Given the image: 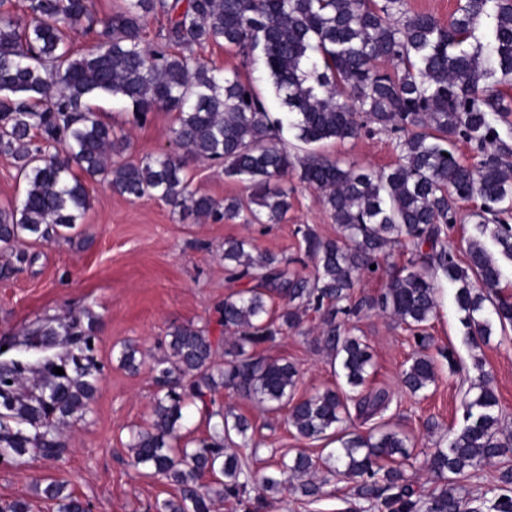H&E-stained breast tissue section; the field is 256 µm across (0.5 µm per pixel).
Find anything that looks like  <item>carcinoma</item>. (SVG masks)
Returning a JSON list of instances; mask_svg holds the SVG:
<instances>
[{
	"label": "carcinoma",
	"instance_id": "obj_1",
	"mask_svg": "<svg viewBox=\"0 0 512 512\" xmlns=\"http://www.w3.org/2000/svg\"><path fill=\"white\" fill-rule=\"evenodd\" d=\"M150 14L163 21L153 44L144 36ZM98 24L99 38L74 49L72 35ZM484 24L481 40L476 32ZM209 44L258 52L284 112H269L238 70L201 62L196 51ZM98 96L122 102L137 124L161 107L177 112L173 134L183 155L112 163L127 136L90 108ZM511 115L512 0H459L446 24L409 12L406 0H117L103 20L94 0H23L20 13L0 0V154L13 158L25 182L20 202L0 209V251L9 255L0 277L32 263L24 239L52 242L81 223L89 206L82 174L102 175L121 195L158 198L197 218L280 224L294 192L288 172L296 170L301 183L321 192L339 233L323 239L310 227L302 231L315 259L309 277L274 254L252 255L245 240L224 242L225 267L253 283L226 296L220 310L219 324L237 336L228 341L193 324L169 331L167 350L155 360L151 423L128 444L132 466L177 488L159 512H211L213 498H236L249 487L260 492V503L282 485L251 467L252 425L216 405L225 389L265 411H285L299 437L336 444L321 462L299 451L280 464V474L302 479L294 490L311 502L328 478L344 477L377 512H512L511 469L498 478L499 494L475 507L452 484L421 499L402 470L414 447L409 435L385 422L365 433L340 427L349 406L368 422L391 397L385 388H365L374 373L370 347L336 322L340 314L379 309L423 347L440 271L457 285L467 335L489 336L496 324L504 334L512 329V296L499 291V265L481 240L490 235L512 259V224L503 218L512 210ZM285 129L305 145L385 131L395 135L398 160L373 171L316 152L292 156L278 145ZM458 141L476 151L475 167L457 160ZM190 161L224 162V177L248 182V194L220 202L189 191ZM469 200L479 201L470 213L476 234L462 262L446 238L460 220L457 203ZM396 247L411 248L415 259L389 274L380 259ZM364 274L389 279L377 297L354 302ZM309 311L320 313L319 344L339 361L348 395L327 387L297 398L298 368L253 354L283 328L300 327ZM94 332L93 320L78 317L31 329L26 348L41 350L45 338L60 335L65 352L0 363V457L49 458L65 447L62 427L85 417L97 390ZM120 362L136 373L145 354L128 345ZM56 367L64 374H54ZM435 378L434 360L417 354L401 382L418 395ZM498 405L485 376L471 383L464 425L429 455L428 470L465 477L512 451ZM191 406L209 432L190 443L182 420ZM217 473L224 476L218 486L204 482ZM65 488L55 481L43 494L57 512H88Z\"/></svg>",
	"mask_w": 512,
	"mask_h": 512
}]
</instances>
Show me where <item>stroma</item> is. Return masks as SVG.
<instances>
[{
  "label": "stroma",
  "instance_id": "1",
  "mask_svg": "<svg viewBox=\"0 0 512 512\" xmlns=\"http://www.w3.org/2000/svg\"><path fill=\"white\" fill-rule=\"evenodd\" d=\"M201 56L224 69H241L264 92L268 110L281 112L260 65L243 66L235 50L218 45L206 47ZM93 106L104 122L126 133L128 145L121 160L160 152L180 155L172 133L175 112L157 110L137 126L119 101L101 98ZM318 151L343 165L372 170L397 159L393 141L383 133L364 132L321 145ZM185 173L191 190L219 201L247 193L245 183L226 179L217 164L192 162ZM288 180L296 190L287 222L246 224L198 221L161 200H133L113 192L103 178H89L85 181L89 208L82 224L55 242L25 240V248L36 256L34 263L0 279V357L16 355L25 330L52 318L89 313L96 320L99 384L89 413L67 428V445L56 458L30 455L0 463L1 500L23 499L32 512H55L54 503L42 491L47 484L62 481L67 492L88 503L92 512H156L157 502L174 494V485L165 478L131 466L127 448L131 432L147 428L151 421L157 392L151 359L162 355L173 327L191 323L220 334L219 304L248 286L247 281L231 279L225 270V240H248L254 253L287 256L293 270L313 273L315 263L305 252L301 228L308 226L320 237L333 238L338 226L320 204L318 191L299 184L296 174H289ZM436 286L437 310L429 324L425 353L434 359L437 377L420 395H412L401 384V372L416 349L403 325L377 310L342 319L346 329L371 347L373 386L387 388L393 395L386 421L416 439L404 471L419 495L443 485L425 461L434 449L446 445L450 431L462 425L463 393L470 381L488 377L502 419L512 428V331L494 332L486 341L466 336L455 285L440 276ZM318 325V315L308 313L299 328L284 329L274 342L255 349L258 356L296 364L301 373L296 393L301 397L345 385L339 365L316 345ZM128 342L149 357L135 374L120 363ZM216 400L251 421L255 470L272 473L282 455H295L302 448L321 454L322 443L298 437L288 429L283 414L263 412L229 390L217 394ZM254 507L259 512H375L370 502L355 496L351 482L336 479L312 503L288 486L267 493L260 505L251 491L238 501L215 500L212 512H250Z\"/></svg>",
  "mask_w": 512,
  "mask_h": 512
}]
</instances>
